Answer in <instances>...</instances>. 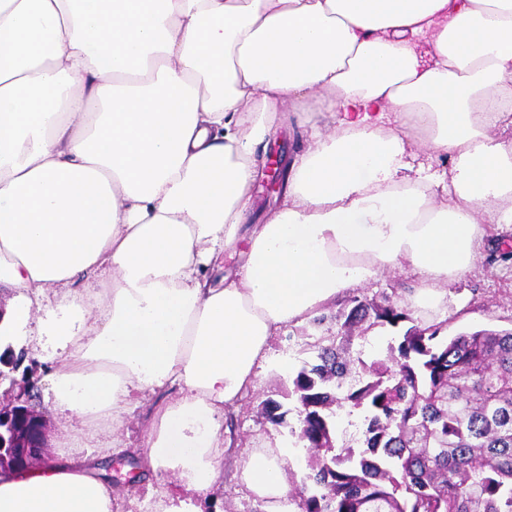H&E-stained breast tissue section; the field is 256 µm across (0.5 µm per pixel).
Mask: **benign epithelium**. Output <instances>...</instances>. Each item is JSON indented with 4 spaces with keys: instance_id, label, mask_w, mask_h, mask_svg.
Returning a JSON list of instances; mask_svg holds the SVG:
<instances>
[{
    "instance_id": "1",
    "label": "benign epithelium",
    "mask_w": 512,
    "mask_h": 512,
    "mask_svg": "<svg viewBox=\"0 0 512 512\" xmlns=\"http://www.w3.org/2000/svg\"><path fill=\"white\" fill-rule=\"evenodd\" d=\"M260 178L264 198L281 197L286 166L283 154L273 150L267 156ZM9 402L0 399V473L15 469L29 458L40 457L45 447L44 419L33 403L31 388H9Z\"/></svg>"
}]
</instances>
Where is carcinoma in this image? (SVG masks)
Returning a JSON list of instances; mask_svg holds the SVG:
<instances>
[{
    "instance_id": "obj_1",
    "label": "carcinoma",
    "mask_w": 512,
    "mask_h": 512,
    "mask_svg": "<svg viewBox=\"0 0 512 512\" xmlns=\"http://www.w3.org/2000/svg\"><path fill=\"white\" fill-rule=\"evenodd\" d=\"M333 319L292 379L293 407L261 402L274 426L297 417L300 512H512V332L448 338L443 322L415 324L367 360L352 342L408 313L382 292L350 297ZM344 408L364 411L357 448L338 446Z\"/></svg>"
}]
</instances>
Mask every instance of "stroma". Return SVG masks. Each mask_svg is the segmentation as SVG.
I'll use <instances>...</instances> for the list:
<instances>
[{
    "label": "stroma",
    "instance_id": "obj_1",
    "mask_svg": "<svg viewBox=\"0 0 512 512\" xmlns=\"http://www.w3.org/2000/svg\"><path fill=\"white\" fill-rule=\"evenodd\" d=\"M491 240L479 250L472 269L449 280L446 298L432 319L445 322L446 336L481 329L512 330V259L501 260L493 251L497 237L512 239V226L502 224L493 228ZM420 281L410 270H396L376 274L362 289L372 296L382 292L391 294L400 306H408V297ZM320 330L310 322L290 325L275 336L270 344V360L260 369L256 390L244 398L236 411L224 417V489L219 496L220 512H263L262 505L235 476V460L267 437H275L289 450L285 467L289 487L300 486L308 471L307 452L291 428L295 415H288L285 425L269 424L258 409L259 402L274 392L287 391L291 374L281 372L282 357H289L292 366H300L307 356V345L320 337ZM56 366L55 357L32 354H11L0 362V372L16 383H32L37 387L36 402L44 412L48 428V450L57 452L59 446L70 445L75 434L83 429V422L71 416L59 418L54 409L53 394L48 380Z\"/></svg>",
    "mask_w": 512,
    "mask_h": 512
}]
</instances>
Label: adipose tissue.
<instances>
[{
	"label": "adipose tissue",
	"instance_id": "ef3b65f1",
	"mask_svg": "<svg viewBox=\"0 0 512 512\" xmlns=\"http://www.w3.org/2000/svg\"><path fill=\"white\" fill-rule=\"evenodd\" d=\"M320 92L332 132L307 127L246 223L258 146ZM490 224H512V0H0V284L21 291L0 345L58 339L54 403L92 424L176 391L135 453L180 489L138 512L217 502L224 412L283 328L404 265L436 310ZM283 455L237 461L264 512H300ZM94 470L60 452L0 475V512H118Z\"/></svg>",
	"mask_w": 512,
	"mask_h": 512
}]
</instances>
